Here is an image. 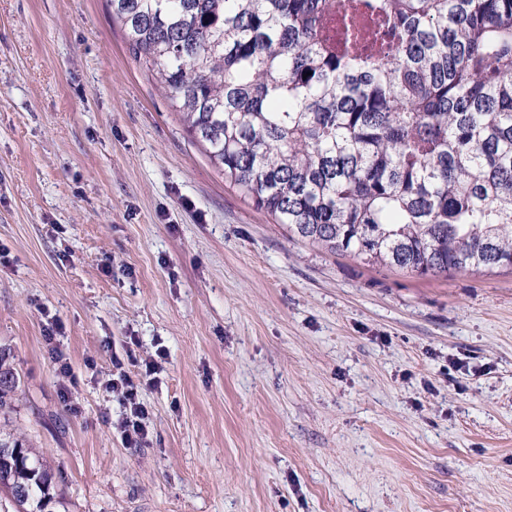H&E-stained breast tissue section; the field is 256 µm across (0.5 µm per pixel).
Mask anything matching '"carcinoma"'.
<instances>
[{"label":"carcinoma","mask_w":512,"mask_h":512,"mask_svg":"<svg viewBox=\"0 0 512 512\" xmlns=\"http://www.w3.org/2000/svg\"><path fill=\"white\" fill-rule=\"evenodd\" d=\"M109 2L188 133L291 236L422 277L512 267V0ZM2 445L0 512H54L42 458Z\"/></svg>","instance_id":"cac0c4a2"}]
</instances>
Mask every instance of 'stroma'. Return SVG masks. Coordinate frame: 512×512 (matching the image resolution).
<instances>
[{
	"label": "stroma",
	"instance_id": "1",
	"mask_svg": "<svg viewBox=\"0 0 512 512\" xmlns=\"http://www.w3.org/2000/svg\"><path fill=\"white\" fill-rule=\"evenodd\" d=\"M134 338L139 448L106 387ZM0 343L57 512H512V267L290 237L108 0H0Z\"/></svg>",
	"mask_w": 512,
	"mask_h": 512
}]
</instances>
